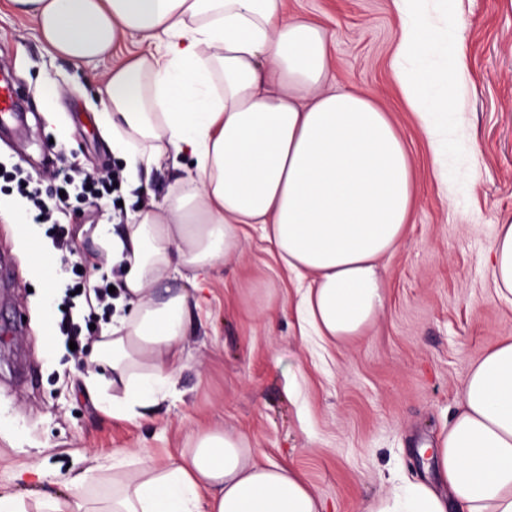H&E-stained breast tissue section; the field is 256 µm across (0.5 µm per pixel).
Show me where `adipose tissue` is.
I'll use <instances>...</instances> for the list:
<instances>
[{
  "mask_svg": "<svg viewBox=\"0 0 512 512\" xmlns=\"http://www.w3.org/2000/svg\"><path fill=\"white\" fill-rule=\"evenodd\" d=\"M428 0H392L405 24L394 75L433 152L458 110L424 106L436 81L420 68L434 42ZM54 52L73 62L111 55L137 35L148 50L99 79L96 122L128 180L171 162L184 174L107 234L90 264L121 266L127 315L94 342L85 380L107 371L114 418L134 420L172 396L202 282L243 246L245 228L310 284L299 316L317 336L362 335L383 306L377 263L402 239L416 206L414 170L387 112L358 92L331 90L329 39L285 0H11ZM500 297H512V222L491 249ZM185 285L170 287L174 276ZM434 481L391 483L368 512H512V339L471 368L461 403L429 451ZM101 512H325L293 470L247 437L197 433L177 458L132 451L112 466Z\"/></svg>",
  "mask_w": 512,
  "mask_h": 512,
  "instance_id": "ef3b65f1",
  "label": "adipose tissue"
}]
</instances>
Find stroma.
<instances>
[{
    "label": "stroma",
    "mask_w": 512,
    "mask_h": 512,
    "mask_svg": "<svg viewBox=\"0 0 512 512\" xmlns=\"http://www.w3.org/2000/svg\"><path fill=\"white\" fill-rule=\"evenodd\" d=\"M460 31L449 30L442 0L428 15L439 48L427 64L445 70L443 46L462 40L460 122L434 158L393 77L403 19L392 0H286L288 13L318 20L332 40L329 82L374 94L389 113L415 171L417 204L397 248L379 264L383 306L363 335L332 342L301 334L296 305L308 285L278 263L259 227L239 258L215 274L184 338L177 393L145 419L106 414L84 391L86 373L58 345L41 348L40 305L60 302L71 273L56 269L46 292L29 275L12 225L0 221V254L13 261L0 288V325L23 318L20 337L0 335V494L36 512L42 493L100 465L90 503L112 490V457L148 449L155 462L191 448L206 428L246 434L253 447L296 470L329 512H366L389 474L424 477L418 448L447 429L472 365L512 338V302L499 297L490 268L496 226L512 218V0H456ZM0 64L26 101L27 124L0 141V171L36 174L67 159L90 171L117 170L93 121V76L110 62L77 64L53 53L39 31L0 0ZM67 92L53 96L51 85ZM137 192L95 201L70 198L59 212L74 222L77 273L118 281L94 268L101 228L125 223ZM38 466L40 476L29 469Z\"/></svg>",
    "instance_id": "stroma-1"
}]
</instances>
